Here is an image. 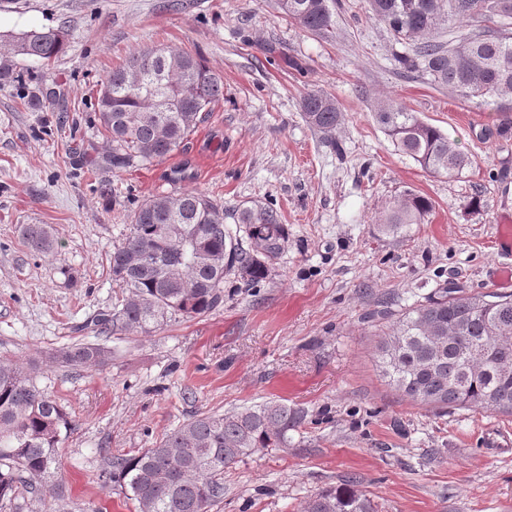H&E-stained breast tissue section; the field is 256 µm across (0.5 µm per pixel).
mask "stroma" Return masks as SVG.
I'll return each instance as SVG.
<instances>
[{
    "label": "stroma",
    "mask_w": 512,
    "mask_h": 512,
    "mask_svg": "<svg viewBox=\"0 0 512 512\" xmlns=\"http://www.w3.org/2000/svg\"><path fill=\"white\" fill-rule=\"evenodd\" d=\"M325 41L274 0H0V358H36L38 383L74 429L54 475L71 512H137L105 485V456L131 455L192 415L287 400L307 421L284 448H260L224 471L211 512H304L314 494L352 479L378 512H512V416L434 410L391 389L376 365L387 315L438 295L448 281L503 294L494 273L500 226L512 220V136L503 115L399 68L401 52L365 0H337ZM62 28L54 63L17 56L6 40ZM201 56L224 98L184 147L131 168H98L108 142L99 89L146 46ZM335 98L334 139L302 118L306 93ZM468 153L457 176L402 154L372 114L385 97ZM341 152H334L333 144ZM192 177L172 182L178 169ZM184 190L224 206L276 208L288 247L266 279L224 278V302L147 335L106 339L112 358L88 370L45 363L82 337L121 291L108 255L140 203ZM428 197L424 223L383 232L376 219L403 192ZM479 210H472V200ZM22 224L52 225L57 249L30 252Z\"/></svg>",
    "instance_id": "1"
}]
</instances>
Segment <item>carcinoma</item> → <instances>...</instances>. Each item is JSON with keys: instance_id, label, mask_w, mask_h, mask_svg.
<instances>
[{"instance_id": "obj_1", "label": "carcinoma", "mask_w": 512, "mask_h": 512, "mask_svg": "<svg viewBox=\"0 0 512 512\" xmlns=\"http://www.w3.org/2000/svg\"><path fill=\"white\" fill-rule=\"evenodd\" d=\"M501 0H367L368 11L399 43L414 44L396 62L422 72L466 101L512 113V13H498ZM293 23L320 38L336 34V0H276ZM499 24L496 30L485 21ZM468 28L448 43L440 26ZM69 44L59 29L30 31L12 39L18 55L46 64ZM224 99V83L202 58L176 49L158 57L144 48L105 79L97 98L99 120L110 147L90 157L99 166L124 167L168 156L188 140L202 119ZM305 122L331 135L342 113L336 100L311 91L301 103ZM396 148L436 174L456 176L471 165L468 155L441 130L386 99L373 113ZM431 201L406 191L378 219L386 232L421 224ZM236 229L224 224V208L208 195L183 191L155 195L137 207L125 241L112 251V280L122 297L112 310L83 326L96 336L149 334L175 316L205 315L224 302V275L233 270L248 284L266 279L271 262L288 245V227L277 209L252 204L239 210ZM247 245H242L239 233ZM24 243L49 253L58 245L48 224H22ZM512 336V298L467 294L455 282L441 294L400 314L377 345L388 384L424 406L481 408L512 415V342L487 345L495 332ZM110 358L100 343H72L48 354L62 367L94 368ZM31 361L0 360V509L16 508L28 493L59 499L49 483L60 448L72 430L66 409L37 385ZM306 415L282 401L230 414L198 413L151 448L107 459L103 478L131 494L139 512H210L224 497V469L257 448L288 447V432ZM305 512H375L351 484L315 494Z\"/></svg>"}]
</instances>
